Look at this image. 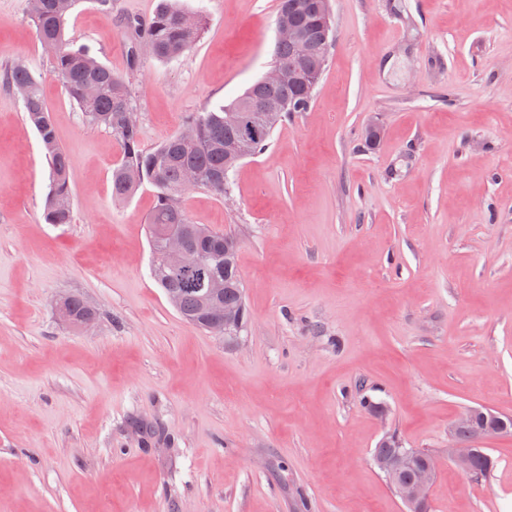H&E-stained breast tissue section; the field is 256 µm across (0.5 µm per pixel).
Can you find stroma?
Masks as SVG:
<instances>
[{
    "label": "stroma",
    "mask_w": 512,
    "mask_h": 512,
    "mask_svg": "<svg viewBox=\"0 0 512 512\" xmlns=\"http://www.w3.org/2000/svg\"><path fill=\"white\" fill-rule=\"evenodd\" d=\"M158 2L81 0L66 24L127 75L147 150L262 77L276 28L277 0H184L197 44L128 72L125 21ZM331 7L310 109L227 197L185 199L240 243L249 319L229 341L152 279L153 187L113 198L118 141L65 93L27 0H0V72L40 80L74 209L45 222L48 162L0 85V512H402L372 463L387 432L438 457L432 512H512V434L483 440L486 477L448 462L466 408L512 417V0ZM71 294L90 327L58 317Z\"/></svg>",
    "instance_id": "stroma-1"
}]
</instances>
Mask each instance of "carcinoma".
I'll use <instances>...</instances> for the list:
<instances>
[{
    "mask_svg": "<svg viewBox=\"0 0 512 512\" xmlns=\"http://www.w3.org/2000/svg\"><path fill=\"white\" fill-rule=\"evenodd\" d=\"M80 0H29L30 19L38 42L50 59L51 67L63 84L70 99L86 120L109 130L121 146V158L112 169V197L118 200L133 195L149 184L156 190L157 203L148 218L153 255L162 252L166 232L175 227L181 230L189 247L207 256V266L185 274L159 272L153 274L158 285L168 295L180 299L177 312L187 322L205 328L199 288L211 276L224 279L225 308H240L242 316L234 335H239L247 322L244 284L238 266L239 241L232 235L194 224L185 208L183 181L185 174L195 171L205 179L202 187L217 196L229 189V173L240 159L224 153V143L236 136L233 117L248 110L253 99L269 104H285L281 112L261 121L262 130L249 145L248 156L265 150L275 127L294 112L307 111L313 97L299 95L293 84L266 85L257 81L228 104L205 107L188 116L186 126L197 131L196 142L184 144L172 135L153 149L141 147V129L129 127L125 113L136 106L125 79L112 73L86 47H77L66 36V20ZM314 0H279L278 14H288V21L305 33L307 51L300 54L293 44L275 43L271 64L289 74L295 70L305 75L324 71L334 38L326 37L320 18L312 10ZM188 14L179 0H159L158 8L149 20H130L126 28L131 50L129 68L141 64V48L159 60H171L190 50L200 39L204 27L202 14H195L191 26L182 23ZM0 81L14 91L21 102L26 121L36 130L50 161V190L45 200L43 218L48 224H70L73 204L70 191V169L66 150L57 140L51 112L45 102L41 84L28 66L18 61L7 68ZM93 85L96 94L86 98L82 87ZM67 322L77 326L95 311L78 296L68 295L60 300ZM428 454L418 450L410 465L396 480L414 483L418 480ZM493 460L484 448L475 449L469 463L472 475H485Z\"/></svg>",
    "mask_w": 512,
    "mask_h": 512,
    "instance_id": "carcinoma-1",
    "label": "carcinoma"
}]
</instances>
